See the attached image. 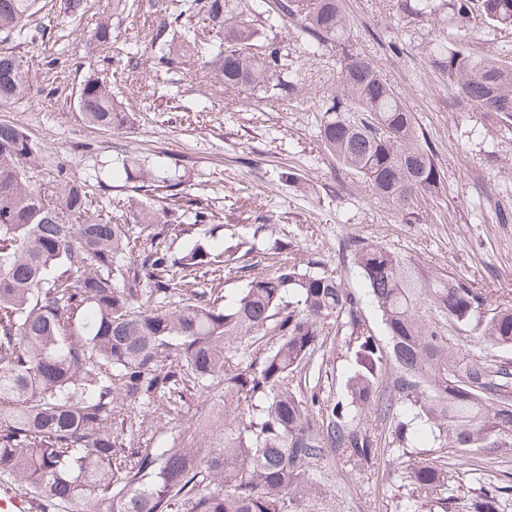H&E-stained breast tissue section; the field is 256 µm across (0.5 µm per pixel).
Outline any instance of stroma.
Listing matches in <instances>:
<instances>
[{
  "label": "stroma",
  "instance_id": "stroma-1",
  "mask_svg": "<svg viewBox=\"0 0 512 512\" xmlns=\"http://www.w3.org/2000/svg\"><path fill=\"white\" fill-rule=\"evenodd\" d=\"M72 20L67 0H41L34 17L43 39L12 42L8 49L29 73V98L0 106V122L25 127L44 148L50 166L86 176L93 165L85 144L110 154L113 138L89 128L74 101L81 82L94 74L109 80L129 115L125 143L148 163L174 159L189 192L211 200L217 214L213 235L224 242L253 236L256 256L269 270L280 258L268 254L274 239L288 241L293 257H318L336 270L348 288L361 293L364 318L375 335L385 327L364 297L357 270L341 264L339 245L349 237L370 238L410 257L431 275L464 278L476 287L512 300V224L500 223L497 200L512 198V131L500 130L477 110H461L428 65L425 49L441 24L403 11L397 0H345L348 41L370 57L415 113L435 144L446 190L439 197H417L404 213L370 196L361 178L337 171L324 150L318 124L324 95L336 88L339 60L299 57L308 85L284 106L211 84L197 66L176 71L168 90L154 89L147 59L152 29L164 14L153 0H142L135 15L113 16V0H85ZM111 21L117 47L137 52V67L117 65L113 49L94 38L97 25ZM272 214L275 222L256 233L246 227L249 207ZM448 512H469L463 487L490 481L506 487L500 512H512V448L474 452L469 471L453 464L443 449ZM301 512H403L401 479L387 448L371 466L350 468L334 454L314 466Z\"/></svg>",
  "mask_w": 512,
  "mask_h": 512
}]
</instances>
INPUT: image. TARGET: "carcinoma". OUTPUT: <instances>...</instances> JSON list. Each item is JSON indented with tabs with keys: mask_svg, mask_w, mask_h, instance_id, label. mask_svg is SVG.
<instances>
[{
	"mask_svg": "<svg viewBox=\"0 0 512 512\" xmlns=\"http://www.w3.org/2000/svg\"><path fill=\"white\" fill-rule=\"evenodd\" d=\"M151 32L153 80L189 60L226 90L277 102L305 87L281 22L299 28L301 50L341 51L336 92L324 97L319 137L337 165L364 180L378 201L406 211L417 195L445 191L435 145L370 59L345 44L343 0H172ZM39 0H0V43L30 41ZM415 16L438 14L456 37L434 40L428 58L454 105L512 126V60L472 51L481 23L512 28V0H400ZM203 15L204 29L192 23ZM181 29L182 52L167 40ZM28 73L0 48V104L28 93ZM76 111L89 127L124 134L126 114L106 80L87 76ZM86 178L44 166L43 149L22 127L0 122V477L38 512H298L312 464L332 451L351 466L372 462L380 441L365 426L390 421L392 461L421 439L466 453L512 448V369L466 356L422 312L489 346H512V306L470 281L425 276L380 242L348 237L339 260L356 267L389 336L368 328L361 299L318 260L257 271L245 238L222 249L195 243L175 252L216 215L185 191L177 163L147 167L122 143ZM133 181L125 214L105 220L90 188L114 171ZM248 275L228 296L210 274ZM345 349L344 392L325 402L305 385L329 372ZM200 417L192 434L164 448L140 446L139 428L179 414L186 396ZM436 457L410 465L408 512H447L427 493L445 484ZM471 512H499V488L480 486Z\"/></svg>",
	"mask_w": 512,
	"mask_h": 512,
	"instance_id": "obj_1",
	"label": "carcinoma"
}]
</instances>
